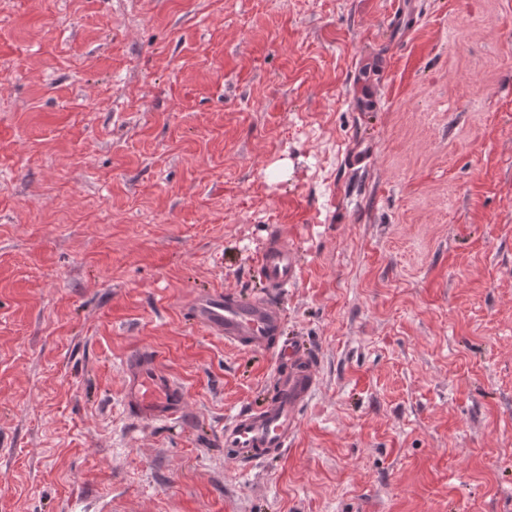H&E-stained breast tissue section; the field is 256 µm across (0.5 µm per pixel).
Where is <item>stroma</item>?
<instances>
[{"mask_svg": "<svg viewBox=\"0 0 512 512\" xmlns=\"http://www.w3.org/2000/svg\"><path fill=\"white\" fill-rule=\"evenodd\" d=\"M403 2L0 0V512H512V0ZM276 224L320 385L244 468L273 360L186 310ZM124 404L143 421H173L185 411L186 394L154 358L132 354L125 363Z\"/></svg>", "mask_w": 512, "mask_h": 512, "instance_id": "obj_1", "label": "stroma"}]
</instances>
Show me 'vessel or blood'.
I'll return each instance as SVG.
<instances>
[{
	"label": "vessel or blood",
	"mask_w": 512,
	"mask_h": 512,
	"mask_svg": "<svg viewBox=\"0 0 512 512\" xmlns=\"http://www.w3.org/2000/svg\"><path fill=\"white\" fill-rule=\"evenodd\" d=\"M254 272L264 285L248 302L234 294L209 291L196 296L188 315L225 342L269 351L275 360L269 403L244 409L224 426V447L242 466L283 455L301 426V416L319 380L307 342L284 333V316L274 299L298 280V263L280 229H272ZM124 404L143 421H173L185 411L181 385L155 359L132 354L125 363Z\"/></svg>",
	"instance_id": "vessel-or-blood-1"
}]
</instances>
